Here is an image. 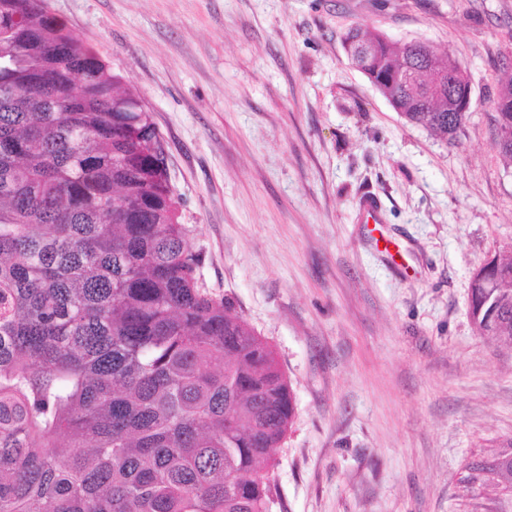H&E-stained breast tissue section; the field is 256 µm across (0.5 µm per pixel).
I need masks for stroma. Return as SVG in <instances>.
<instances>
[{
  "instance_id": "1",
  "label": "stroma",
  "mask_w": 512,
  "mask_h": 512,
  "mask_svg": "<svg viewBox=\"0 0 512 512\" xmlns=\"http://www.w3.org/2000/svg\"><path fill=\"white\" fill-rule=\"evenodd\" d=\"M128 78L156 128L199 287L272 346L295 417L273 512H512L461 497L512 439V348L479 336L469 282L512 252L494 101L512 0H46ZM452 56L455 140L406 122L349 60V27ZM380 203L388 251L363 223Z\"/></svg>"
}]
</instances>
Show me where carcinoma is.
I'll list each match as a JSON object with an SVG mask.
<instances>
[{
	"instance_id": "carcinoma-1",
	"label": "carcinoma",
	"mask_w": 512,
	"mask_h": 512,
	"mask_svg": "<svg viewBox=\"0 0 512 512\" xmlns=\"http://www.w3.org/2000/svg\"><path fill=\"white\" fill-rule=\"evenodd\" d=\"M345 45L407 121L456 138L467 113L428 89L448 60L356 27ZM495 108L512 162V78ZM198 265L124 77L44 0H0V512H272L294 393ZM492 265L469 316L511 346L512 255ZM460 484L512 492V458Z\"/></svg>"
}]
</instances>
